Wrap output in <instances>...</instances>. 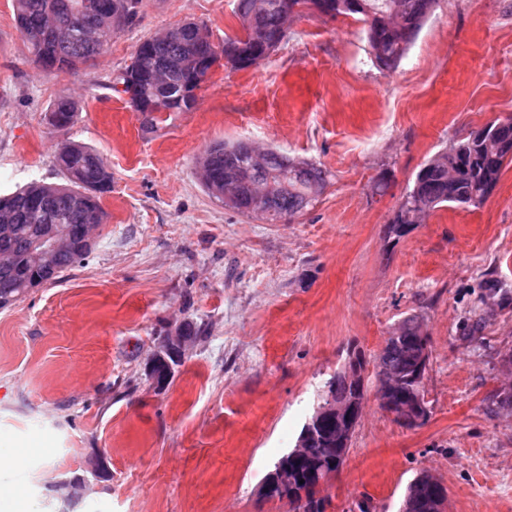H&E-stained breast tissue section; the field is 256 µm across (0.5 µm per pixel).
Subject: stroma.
<instances>
[{"label":"stroma","mask_w":512,"mask_h":512,"mask_svg":"<svg viewBox=\"0 0 512 512\" xmlns=\"http://www.w3.org/2000/svg\"><path fill=\"white\" fill-rule=\"evenodd\" d=\"M233 0H148L73 70L36 68L0 0V194L60 184L56 145L96 149L108 215L79 265L0 309V512H63L50 486L101 458L73 512H287L259 485L293 447L325 382L373 360L405 317L430 337L427 422L407 429L368 396L326 512H399L424 470L448 512H512V410L494 405L512 355V161L477 209L387 226L422 165L512 116V0H439L399 67L373 65L364 24L314 12L259 65L215 68L193 111L152 130L111 88L143 39L188 20L239 32ZM78 105L66 134L45 115ZM322 164L331 180L284 224L224 207L200 183L216 142ZM200 328L164 391L150 359Z\"/></svg>","instance_id":"stroma-1"}]
</instances>
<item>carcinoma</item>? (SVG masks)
Masks as SVG:
<instances>
[{"mask_svg": "<svg viewBox=\"0 0 512 512\" xmlns=\"http://www.w3.org/2000/svg\"><path fill=\"white\" fill-rule=\"evenodd\" d=\"M84 0H14L19 32L31 60L50 58L57 69H72L101 55L114 29L134 24L147 0H102L104 12L94 19L97 40L89 43L77 26L76 6ZM437 0H236L233 13L241 22L240 32L224 35V57L236 69L248 68L269 49H276L288 33L285 15L294 7L321 15H360L367 25L366 38L375 64L382 70L395 69L411 42L422 29ZM145 49L135 51L131 63L112 80V90L132 79L138 80L141 99L152 101L158 115L191 111L182 95L183 81L193 69L195 57L204 52L197 31L189 23L180 35L166 42L144 40ZM75 101L61 97L51 105L48 122L60 130L70 128L77 117ZM493 138L500 148L486 146ZM256 147L248 141L218 143L202 156L206 161L203 186L217 200L224 190H237L229 209L246 214L259 191L268 200L267 224H281L311 205L329 183V171L311 161L292 158L269 148L263 164H253ZM512 158V124L489 127L458 137L448 148L430 159L418 172L388 224V234L400 238L421 222L414 203H425L429 211L441 207L478 209L498 185L504 162ZM54 165L67 180L65 185L33 182L8 195H0V225L9 234L0 235V255L10 257L0 264V309L21 301L33 288L56 282L61 274L85 259L91 246L83 243L80 226L105 223L101 197L112 190V171L104 157L91 146L71 139L57 144ZM67 224L75 246L61 254L54 266L44 268L29 256L30 232L41 224ZM422 348L421 323L416 316L403 319L385 340L375 358L377 373L402 375L404 386L395 398L398 406L413 398V386ZM331 392L348 397L355 381L338 369L329 379ZM343 446L336 440V420L326 419L310 439L308 452L293 462L294 477L278 491V500L289 512H326L327 493L336 474V460ZM304 483H299V480ZM438 487L414 479L406 487L403 512H435Z\"/></svg>", "mask_w": 512, "mask_h": 512, "instance_id": "obj_1", "label": "carcinoma"}]
</instances>
